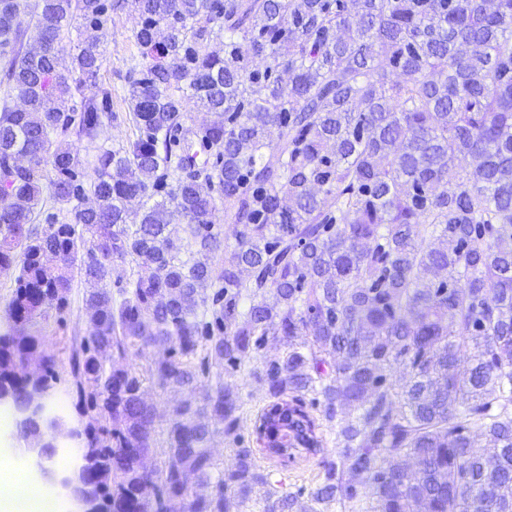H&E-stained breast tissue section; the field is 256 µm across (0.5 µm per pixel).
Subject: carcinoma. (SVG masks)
Listing matches in <instances>:
<instances>
[{"mask_svg":"<svg viewBox=\"0 0 512 512\" xmlns=\"http://www.w3.org/2000/svg\"><path fill=\"white\" fill-rule=\"evenodd\" d=\"M110 8L132 19L139 57L137 135L118 149L97 144L111 94L80 96L104 64ZM110 8L37 0L25 24V0H0V84L24 102L0 105V270L18 269L0 402H49L56 360L34 319L67 304L75 275L97 284L68 359L76 418L55 412L24 440L79 445L98 512H294L306 492L275 490L236 435V389L202 388L272 338L288 352L253 370L271 398L257 423L288 406L280 443L294 463L325 445L320 408L344 448L302 512L367 499L371 512H512V0L491 12L484 0ZM190 103L217 116L192 140ZM72 136L96 145L90 168ZM49 199L67 222L37 223ZM219 212L242 227L230 251ZM117 260L130 272L114 294ZM269 288L275 307L260 300ZM155 347L169 356L135 370ZM146 382L188 392L162 427ZM219 432L237 444L225 467Z\"/></svg>","mask_w":512,"mask_h":512,"instance_id":"carcinoma-1","label":"carcinoma"}]
</instances>
